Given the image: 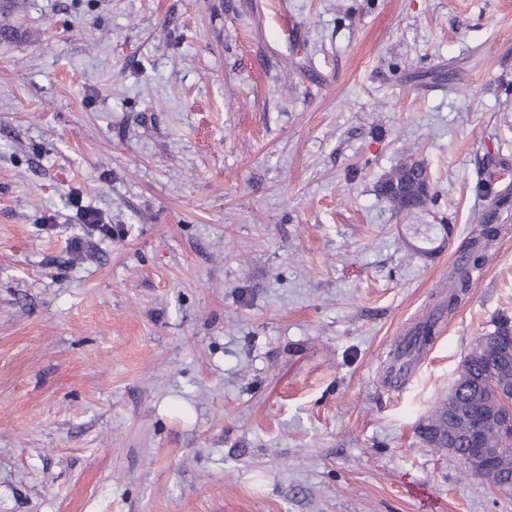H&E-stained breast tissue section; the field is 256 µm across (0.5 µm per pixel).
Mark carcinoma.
<instances>
[{
    "label": "carcinoma",
    "instance_id": "1",
    "mask_svg": "<svg viewBox=\"0 0 512 512\" xmlns=\"http://www.w3.org/2000/svg\"><path fill=\"white\" fill-rule=\"evenodd\" d=\"M23 35L21 24L14 19L12 5L1 3L0 43H8ZM428 181L424 163L410 158L385 175L388 186L385 197L399 210L403 188L411 182ZM497 234L498 228L493 224V219L479 224V229L470 240L466 261L459 264L452 275L446 305L448 311L456 308L471 287L473 272L484 264V251L477 250L479 242H488ZM511 334L512 327L505 318L497 323L491 334L475 341L452 386L456 403L450 405L448 399H442L419 427V435L425 445L446 449L465 465L468 464L467 451L473 446L512 449V437L497 427L496 398L488 390V384L494 380L502 392L512 391V346L505 345V337ZM431 336L430 326L423 325L405 349V354L412 356L419 352ZM480 478L493 486L508 482L512 478V454L499 457V461L480 474Z\"/></svg>",
    "mask_w": 512,
    "mask_h": 512
}]
</instances>
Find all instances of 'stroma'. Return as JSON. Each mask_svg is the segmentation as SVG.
<instances>
[{"label": "stroma", "instance_id": "35a3bbf8", "mask_svg": "<svg viewBox=\"0 0 512 512\" xmlns=\"http://www.w3.org/2000/svg\"><path fill=\"white\" fill-rule=\"evenodd\" d=\"M0 512H512L419 425L512 319V0H15ZM422 210L379 181L405 150ZM99 212L103 228L82 213ZM499 228L413 376L399 333ZM416 224H448L435 253Z\"/></svg>", "mask_w": 512, "mask_h": 512}]
</instances>
